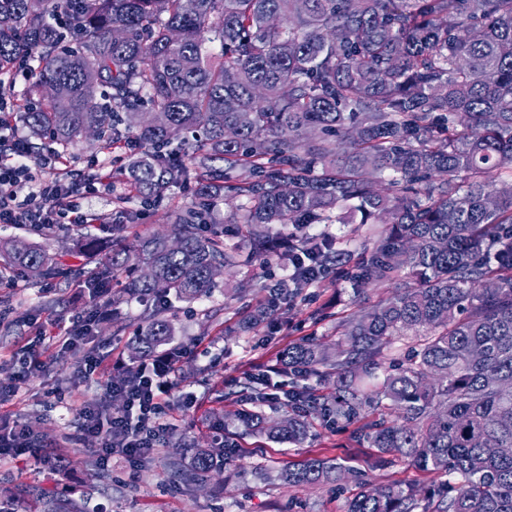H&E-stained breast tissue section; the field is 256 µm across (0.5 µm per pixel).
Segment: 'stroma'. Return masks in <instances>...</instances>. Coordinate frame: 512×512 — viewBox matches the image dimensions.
I'll return each mask as SVG.
<instances>
[{
	"instance_id": "1",
	"label": "stroma",
	"mask_w": 512,
	"mask_h": 512,
	"mask_svg": "<svg viewBox=\"0 0 512 512\" xmlns=\"http://www.w3.org/2000/svg\"><path fill=\"white\" fill-rule=\"evenodd\" d=\"M66 165L76 178L110 176L113 188L83 199L81 208L92 219L90 231L102 240L112 238L120 212L137 217L139 235L167 230L175 216L185 213L194 202L192 183L175 186L167 198L146 208L131 191L118 170L126 162L123 147L107 146L95 137L81 138L65 153ZM24 236L69 268L91 265L88 255L79 253L74 241L76 226L46 229L35 226L0 227V240ZM281 267L260 265L234 267L220 277L215 291L193 303L172 301L167 315L175 335L173 347L184 349L177 365L179 386L174 391L170 415L174 435L198 447H208L217 433H225L242 453L221 473L200 485L174 480L168 464L177 458L171 444L159 447L139 468L130 469L122 459H111L107 467H96L98 442L81 436L75 426L84 405L102 398L103 377H81L89 351H96L105 365L131 363L130 334L114 335L112 323L134 322L139 304L112 311L100 304L93 331L94 345L49 348L51 357L44 371L27 381H14L21 350L35 337V323L50 315L63 316L67 323H82L89 307L87 290L74 280L32 282L21 277L0 286V309H9L0 321V384L15 385L16 394L4 407L10 420L27 425L40 440L61 448V468L35 470L19 459L0 462V500L19 498L18 512H41L42 491L50 490L84 505L86 512H346V494L329 485L287 487L260 484L255 469L275 470L309 458L335 459L376 483L428 489L438 478L395 457L380 461L376 449L352 438L350 429L314 420L308 437L299 443L278 442L245 433L236 419L245 403L237 383L248 373L269 370V384L286 385L288 377L273 372L277 349L271 332L273 322L287 324L283 343L316 337L327 347L340 341L339 323L359 309L391 297L395 283L370 285L355 290L351 280H322L302 289L292 302L281 305L255 326H248L249 311L244 302L225 296L228 288L246 283L273 287L283 278Z\"/></svg>"
}]
</instances>
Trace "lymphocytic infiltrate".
<instances>
[{"mask_svg": "<svg viewBox=\"0 0 512 512\" xmlns=\"http://www.w3.org/2000/svg\"><path fill=\"white\" fill-rule=\"evenodd\" d=\"M13 110V99L0 90V224L84 223L79 199L95 193L96 185L56 175L36 180L29 142L8 121ZM175 372L168 353L153 354L147 362L121 367L107 382L103 401L81 409L76 427L98 439L102 462L119 456L139 463L165 443ZM112 398L124 401V414L109 413L106 402ZM49 454L26 427L0 420V459L24 458L38 465Z\"/></svg>", "mask_w": 512, "mask_h": 512, "instance_id": "f902f5d3", "label": "lymphocytic infiltrate"}]
</instances>
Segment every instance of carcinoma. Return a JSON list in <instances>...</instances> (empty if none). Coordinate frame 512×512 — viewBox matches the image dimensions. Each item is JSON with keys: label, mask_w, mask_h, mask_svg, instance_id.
I'll return each mask as SVG.
<instances>
[{"label": "carcinoma", "mask_w": 512, "mask_h": 512, "mask_svg": "<svg viewBox=\"0 0 512 512\" xmlns=\"http://www.w3.org/2000/svg\"><path fill=\"white\" fill-rule=\"evenodd\" d=\"M26 60L30 95L60 90L21 113L29 138L65 149L89 129L107 144L135 133L127 180L146 206L194 180L198 210L165 234L110 248L79 236L99 255L78 272L85 287L122 275L112 308L142 303L134 358L174 335L170 299L194 302L229 268L312 248L300 225L381 224L357 278L403 272L397 293L346 319L335 355L314 342L279 352L295 374L336 380L334 394L293 392L283 418L242 421L284 442L304 440L312 415L355 424L380 454L442 479L424 495L362 480L347 512H512V455L497 452L512 447V395L499 389L512 385V0H0V72ZM220 200L236 202V244L202 234ZM0 256L21 275L60 268L21 238ZM350 257L330 247L322 260ZM399 339L407 356L383 368ZM264 384L252 375L242 391L265 402ZM232 453L198 448L172 467L192 484ZM345 471L309 459L276 479L339 485Z\"/></svg>", "instance_id": "1"}]
</instances>
